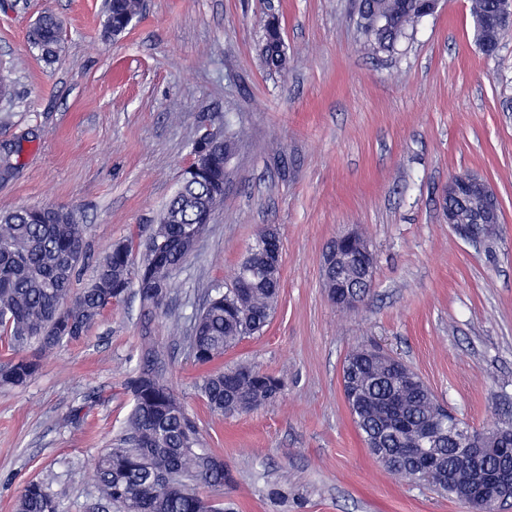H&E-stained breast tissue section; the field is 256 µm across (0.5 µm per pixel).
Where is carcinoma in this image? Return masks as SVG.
Masks as SVG:
<instances>
[{"label":"carcinoma","instance_id":"obj_1","mask_svg":"<svg viewBox=\"0 0 512 512\" xmlns=\"http://www.w3.org/2000/svg\"><path fill=\"white\" fill-rule=\"evenodd\" d=\"M496 0H470L475 42L486 39L484 23ZM141 0H107L104 37L128 30L141 14ZM361 45L372 55L394 54L430 16L426 0H356ZM58 18L47 12L28 34L41 55L52 60L62 49ZM281 22L271 13L264 20L259 44L262 65L275 72L288 66V49ZM16 145L0 146V174L15 168ZM224 197L203 178L181 182L146 237L112 244L98 262L92 282L76 292L73 282L86 256L84 232L73 209L59 205L38 222L35 209L20 207L0 213V346L10 356L0 359V386L23 388L42 367V354L78 341L98 323L103 311L137 288L149 315L162 314L172 277L196 251L208 231L198 214L211 212ZM264 259L247 252L238 265L232 287L215 289L199 309L187 341L194 360L208 365L224 357L244 338L263 331L280 296V276L243 272ZM35 348L29 355L26 350ZM376 347L359 344L342 367L345 400L370 455L375 446L389 454L383 462L390 472L421 485L427 482L416 464L392 462L397 449L423 448L434 443L456 480L430 488L459 500L469 475L458 467L464 450L448 440V422L441 419V403L426 385L417 384L401 397L409 429L389 431L383 404L396 390L389 362L378 358ZM167 352L152 336L142 337L137 368L126 382L133 407L115 445L98 457L94 482L98 496L116 512H224V502L204 498L202 486H224V461L201 448V431L167 379ZM282 381L255 365L240 363L204 373L198 391L214 416L248 413L279 399ZM15 512H60L59 503L40 482L23 486Z\"/></svg>","mask_w":512,"mask_h":512}]
</instances>
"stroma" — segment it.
Listing matches in <instances>:
<instances>
[{"label":"stroma","instance_id":"stroma-1","mask_svg":"<svg viewBox=\"0 0 512 512\" xmlns=\"http://www.w3.org/2000/svg\"><path fill=\"white\" fill-rule=\"evenodd\" d=\"M64 21V50L45 63L27 39L44 11ZM279 14L286 71L258 56L265 12ZM104 0H0V143L21 142L0 178V212L72 208L88 256L86 287L115 241L157 222L202 133L238 132L224 204L172 279L151 323L168 376L224 460L233 512H469L400 480L367 451L341 386L347 353L373 342L401 357L472 427L512 422V36L496 58L473 37L469 0H443L402 54L361 48L351 0H145L118 40L101 36ZM477 172L502 198L490 236L459 235L444 191ZM281 239L278 307L263 334L227 351L282 379L275 403L212 418L203 373L170 326L189 327L208 289L228 288L257 233ZM355 229L374 256L372 289L343 312L320 259ZM136 294L80 341L48 353L25 388L0 387V512L44 483L61 512H91L96 459L132 399L140 352Z\"/></svg>","mask_w":512,"mask_h":512}]
</instances>
